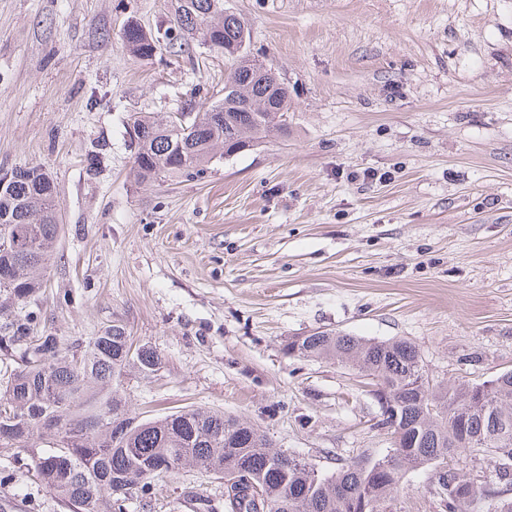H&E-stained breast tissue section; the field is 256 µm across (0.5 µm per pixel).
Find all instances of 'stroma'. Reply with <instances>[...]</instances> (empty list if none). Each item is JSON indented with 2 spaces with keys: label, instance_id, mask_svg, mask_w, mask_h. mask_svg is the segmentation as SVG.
Masks as SVG:
<instances>
[{
  "label": "stroma",
  "instance_id": "obj_1",
  "mask_svg": "<svg viewBox=\"0 0 512 512\" xmlns=\"http://www.w3.org/2000/svg\"><path fill=\"white\" fill-rule=\"evenodd\" d=\"M175 0H0V174L41 167L63 231L18 307L63 342L118 323L161 357L122 390L142 421L216 408L331 474L393 447L373 381L288 354L333 331L416 344L438 381L512 369V0H224L287 84L288 135L166 182L132 175L129 118L193 114L227 61L133 57ZM224 506L194 467L133 512ZM404 512H442L431 469ZM66 512L27 453L0 448V504Z\"/></svg>",
  "mask_w": 512,
  "mask_h": 512
}]
</instances>
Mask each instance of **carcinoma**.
I'll list each match as a JSON object with an SVG mask.
<instances>
[{"mask_svg":"<svg viewBox=\"0 0 512 512\" xmlns=\"http://www.w3.org/2000/svg\"><path fill=\"white\" fill-rule=\"evenodd\" d=\"M231 58L224 97L192 120L131 118L133 172L159 181L205 166L272 138L288 136V86L269 76L258 59L240 52L249 38L224 0H178L172 25L156 34L120 33L136 57L150 59L183 32ZM16 250L0 252V272L13 288L0 294V320L21 363L0 376V448L31 454L41 482L69 512H129L125 486L150 491L152 483L186 465L224 475V512H404L399 490L405 475L432 468L444 512H512V371L486 383L429 379L416 345L315 332L287 344L290 354L329 358L372 377L377 401L395 404L388 424L394 447L378 458H359L328 475L304 459L273 447L249 422L222 411L182 409L141 422L121 392L128 369L148 376L161 360L152 347L133 346L121 324L81 344L80 355L47 329L36 335L33 318L14 308L46 284L60 224L55 184L39 168H16L0 190V227ZM129 425L117 438L114 425ZM495 477L483 474V462Z\"/></svg>","mask_w":512,"mask_h":512,"instance_id":"1","label":"carcinoma"}]
</instances>
